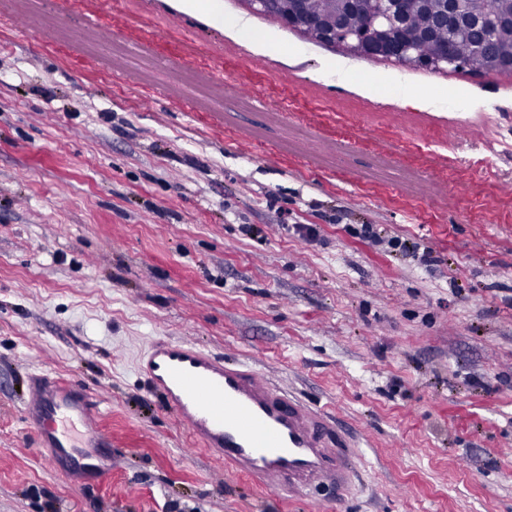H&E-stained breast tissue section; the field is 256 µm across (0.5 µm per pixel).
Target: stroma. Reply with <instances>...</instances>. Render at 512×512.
<instances>
[{
	"label": "stroma",
	"mask_w": 512,
	"mask_h": 512,
	"mask_svg": "<svg viewBox=\"0 0 512 512\" xmlns=\"http://www.w3.org/2000/svg\"><path fill=\"white\" fill-rule=\"evenodd\" d=\"M163 336L328 413L362 458L346 500L200 449L137 370ZM42 371L91 391L107 481L32 453ZM0 512H512V99L248 0L218 33L149 0H0Z\"/></svg>",
	"instance_id": "stroma-1"
}]
</instances>
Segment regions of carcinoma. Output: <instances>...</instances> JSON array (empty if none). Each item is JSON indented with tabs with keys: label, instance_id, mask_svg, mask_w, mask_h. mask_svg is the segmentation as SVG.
Returning <instances> with one entry per match:
<instances>
[{
	"label": "carcinoma",
	"instance_id": "1",
	"mask_svg": "<svg viewBox=\"0 0 512 512\" xmlns=\"http://www.w3.org/2000/svg\"><path fill=\"white\" fill-rule=\"evenodd\" d=\"M482 6L502 19L488 52L477 50L469 37L448 38V27L437 23L440 0H408L402 25L387 31L367 57L430 70L449 63L475 74L512 73V0H482ZM255 10L319 44L339 30L350 40L368 32L366 0L353 8L345 0H258Z\"/></svg>",
	"mask_w": 512,
	"mask_h": 512
}]
</instances>
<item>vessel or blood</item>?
I'll return each instance as SVG.
<instances>
[{
    "label": "vessel or blood",
    "instance_id": "1",
    "mask_svg": "<svg viewBox=\"0 0 512 512\" xmlns=\"http://www.w3.org/2000/svg\"><path fill=\"white\" fill-rule=\"evenodd\" d=\"M139 368L208 453L259 486L291 498L318 487L341 497L351 486L356 457L331 418L275 388L253 365L161 338ZM24 415L38 451L62 467L108 441L87 393L46 375L33 378Z\"/></svg>",
    "mask_w": 512,
    "mask_h": 512
}]
</instances>
